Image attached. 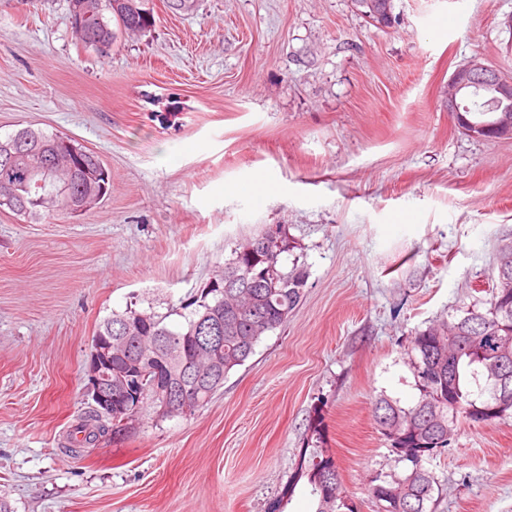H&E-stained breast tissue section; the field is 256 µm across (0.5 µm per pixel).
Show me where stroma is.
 <instances>
[{"label": "stroma", "instance_id": "35a3bbf8", "mask_svg": "<svg viewBox=\"0 0 512 512\" xmlns=\"http://www.w3.org/2000/svg\"><path fill=\"white\" fill-rule=\"evenodd\" d=\"M148 0L150 30L108 57L78 43L68 0H0V138L32 127L101 158L112 192L82 215L0 210V494L14 512H267L315 418L359 512L395 467L373 414L414 406L415 331L486 310L512 241V138L458 129L443 104L480 56L512 77V0ZM274 194L236 193L255 173ZM280 226L307 283L192 415L145 410L72 452L92 402L99 324L166 313ZM436 512H512V420L461 422L427 464ZM390 3L389 0H367L361 6L366 9L364 13L373 23L388 27L393 23Z\"/></svg>", "mask_w": 512, "mask_h": 512}]
</instances>
